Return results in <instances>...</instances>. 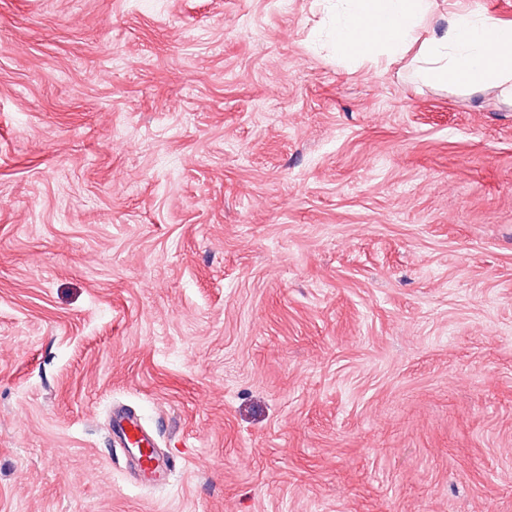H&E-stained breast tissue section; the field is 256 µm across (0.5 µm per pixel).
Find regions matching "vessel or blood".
<instances>
[{"label":"vessel or blood","instance_id":"vessel-or-blood-1","mask_svg":"<svg viewBox=\"0 0 512 512\" xmlns=\"http://www.w3.org/2000/svg\"><path fill=\"white\" fill-rule=\"evenodd\" d=\"M110 432L127 449L140 480L154 484L166 482L172 472L171 464L156 452L152 437L135 415L123 407H113Z\"/></svg>","mask_w":512,"mask_h":512}]
</instances>
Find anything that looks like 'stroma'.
Masks as SVG:
<instances>
[{"instance_id":"stroma-1","label":"stroma","mask_w":512,"mask_h":512,"mask_svg":"<svg viewBox=\"0 0 512 512\" xmlns=\"http://www.w3.org/2000/svg\"><path fill=\"white\" fill-rule=\"evenodd\" d=\"M335 12L0 0V512H512V98ZM110 434L127 449L140 480L154 484L166 482L172 472L171 463L156 452L153 438L135 415L121 406H114Z\"/></svg>"}]
</instances>
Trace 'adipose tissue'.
Wrapping results in <instances>:
<instances>
[{"label": "adipose tissue", "mask_w": 512, "mask_h": 512, "mask_svg": "<svg viewBox=\"0 0 512 512\" xmlns=\"http://www.w3.org/2000/svg\"><path fill=\"white\" fill-rule=\"evenodd\" d=\"M434 0H336L337 60L394 61L418 47L416 69L428 83L479 89L512 83V22L449 12Z\"/></svg>", "instance_id": "obj_1"}]
</instances>
